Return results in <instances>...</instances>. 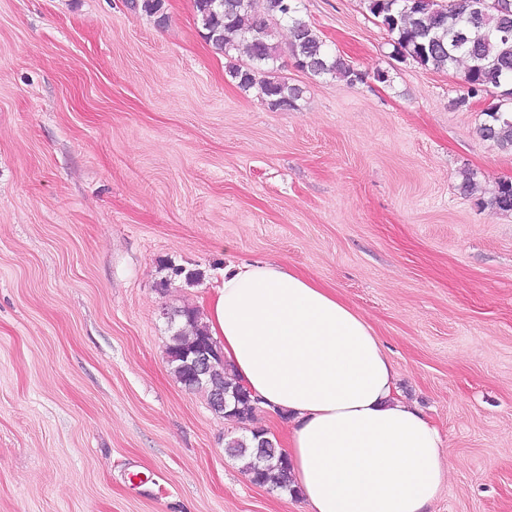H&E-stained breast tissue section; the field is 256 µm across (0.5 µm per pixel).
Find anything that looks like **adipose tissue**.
Listing matches in <instances>:
<instances>
[{
  "instance_id": "ef3b65f1",
  "label": "adipose tissue",
  "mask_w": 512,
  "mask_h": 512,
  "mask_svg": "<svg viewBox=\"0 0 512 512\" xmlns=\"http://www.w3.org/2000/svg\"><path fill=\"white\" fill-rule=\"evenodd\" d=\"M205 322L259 407L292 416L287 456L310 512H428L446 479L440 434L399 397L373 327L334 290L240 264Z\"/></svg>"
}]
</instances>
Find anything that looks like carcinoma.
I'll use <instances>...</instances> for the list:
<instances>
[{
    "instance_id": "cac0c4a2",
    "label": "carcinoma",
    "mask_w": 512,
    "mask_h": 512,
    "mask_svg": "<svg viewBox=\"0 0 512 512\" xmlns=\"http://www.w3.org/2000/svg\"><path fill=\"white\" fill-rule=\"evenodd\" d=\"M366 11L391 35L400 59L408 58L435 71L464 65L463 95L456 105L499 91L498 102L483 111L478 135L502 150H512V0H363ZM196 22L206 31L215 49L229 53L241 46L249 57L246 66L233 67L230 76L244 90L259 88L267 106L280 111L297 109L299 87L282 80L275 63L279 58L273 22L284 21L291 34L294 66L313 76L332 75L349 84L362 81V74L341 55L331 54L313 26L300 15L299 0H194ZM490 208L512 212V180H503L491 192ZM175 331L166 346L171 372L189 391L206 395L210 408L219 392L227 395L225 406L241 422L252 420L257 400L232 378L224 365L220 346L195 308L181 307L171 314ZM216 351L214 370L199 383L186 357L202 348ZM267 434L251 432L249 438H231L225 451L243 461L244 473L260 486L268 484L291 491V471L279 448L259 449Z\"/></svg>"
}]
</instances>
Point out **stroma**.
I'll list each match as a JSON object with an SVG mask.
<instances>
[{
    "label": "stroma",
    "mask_w": 512,
    "mask_h": 512,
    "mask_svg": "<svg viewBox=\"0 0 512 512\" xmlns=\"http://www.w3.org/2000/svg\"><path fill=\"white\" fill-rule=\"evenodd\" d=\"M364 75L294 67L270 110L193 0H0V512H308L250 482L227 422L173 376L166 313L206 310L230 264L274 261L374 327L449 467L430 512H512V179L456 107L462 70L394 57L361 0H301ZM386 81H378V73ZM200 271L192 284L171 267ZM481 200V199H480ZM481 205H487L490 208L509 213L512 212V180L500 181L495 189L491 192L488 201L481 200Z\"/></svg>",
    "instance_id": "35a3bbf8"
}]
</instances>
